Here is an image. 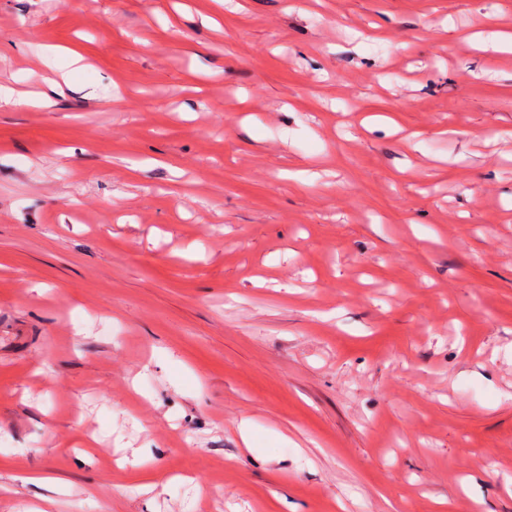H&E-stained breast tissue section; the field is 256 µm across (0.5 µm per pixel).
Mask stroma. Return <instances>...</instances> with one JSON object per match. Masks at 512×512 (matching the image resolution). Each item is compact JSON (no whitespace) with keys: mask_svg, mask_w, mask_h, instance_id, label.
Listing matches in <instances>:
<instances>
[{"mask_svg":"<svg viewBox=\"0 0 512 512\" xmlns=\"http://www.w3.org/2000/svg\"><path fill=\"white\" fill-rule=\"evenodd\" d=\"M45 3L0 512H512V0Z\"/></svg>","mask_w":512,"mask_h":512,"instance_id":"35a3bbf8","label":"stroma"}]
</instances>
